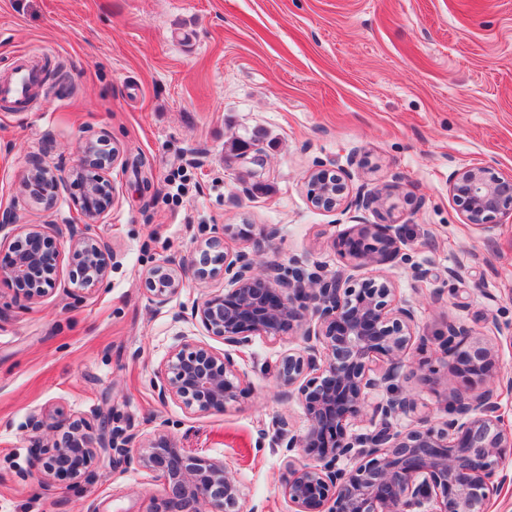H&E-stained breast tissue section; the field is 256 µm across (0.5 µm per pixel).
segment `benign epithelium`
<instances>
[{"mask_svg":"<svg viewBox=\"0 0 512 512\" xmlns=\"http://www.w3.org/2000/svg\"><path fill=\"white\" fill-rule=\"evenodd\" d=\"M118 155H103L88 144L76 179L83 182L80 206L93 221L110 203L109 184L99 171ZM56 180L41 162L32 165L27 181L42 192ZM351 175L343 168L331 175L311 171L306 177L310 202L332 211L352 207L385 211L399 190L387 184L371 192L353 191ZM449 192L469 224L486 231L512 223V176L502 177L486 166H466L449 178ZM25 247L13 250L0 262V280L9 282L32 299L54 285L59 257L58 239L72 242L79 261L81 283L93 285L108 275L112 251L105 243L84 236L76 224L58 227L51 235L37 224L22 229ZM406 239L394 224H354L339 241L349 267L379 265L401 254ZM180 265L163 263L149 271L147 281L154 300L166 304L190 274L200 281L219 277L226 288L197 301L183 320L198 321L229 347H245L255 339L277 343L293 332L301 345L283 351L276 378L287 399L297 396L306 419L302 433L288 419L273 420V444L288 456L284 496L292 512H486L490 496L502 482V458L512 449V432L503 428L491 348L473 337L464 324L448 325L441 343L455 368L487 381L476 393L451 392L448 417L435 419L418 411L414 397L396 380L415 339L416 315L387 282L366 279L347 285L349 277L285 268L277 260L264 261L256 270L255 256L264 254L261 243L253 254L233 252L224 239L210 236ZM387 367L371 375L375 357ZM244 381L229 351L184 341L158 371L161 399L182 403L195 412L222 411L235 401ZM410 420L399 429L394 423ZM367 421L373 427L357 434L352 427ZM41 421L32 419L34 448L40 480L48 484L66 470L80 479L107 454L113 462L144 470L163 481L165 497L156 512H235L240 496L237 479L224 462L185 451L169 436L138 439V435H92L82 421L67 423L61 438L42 440ZM306 448L312 464H297L291 452Z\"/></svg>","mask_w":512,"mask_h":512,"instance_id":"1","label":"benign epithelium"}]
</instances>
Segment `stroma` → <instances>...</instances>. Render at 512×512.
<instances>
[{"mask_svg": "<svg viewBox=\"0 0 512 512\" xmlns=\"http://www.w3.org/2000/svg\"><path fill=\"white\" fill-rule=\"evenodd\" d=\"M24 62L41 83L25 105L0 102V216L13 217L0 254L20 244L22 225L83 222L71 171L86 141L119 159L105 172L112 202L87 226L112 249L107 277L81 288L65 243L43 297L0 282V512H155L161 503L160 480L106 457L86 478L43 486L34 417L47 438L69 418L165 433L224 462L243 489L238 512H291L284 451L260 431L281 415L306 426L274 370L293 338L235 352L245 382L224 411L161 400L157 372L183 340L224 351L180 318L224 282L186 277L161 307L145 278L228 224L271 231L268 253L284 266L344 268L339 236L381 218L312 207L305 177L315 168L348 167L356 188L402 186V257L351 273L391 281L415 307L406 363L422 374L401 386L437 418L448 414L449 389L482 390L439 348L448 324H465L495 351L512 430V338L493 328L512 322V223L468 224L448 191L461 167L512 175V0H0V81ZM238 141L263 159L262 178ZM35 159L58 174L41 197L24 180ZM459 264L461 279H447Z\"/></svg>", "mask_w": 512, "mask_h": 512, "instance_id": "35a3bbf8", "label": "stroma"}]
</instances>
